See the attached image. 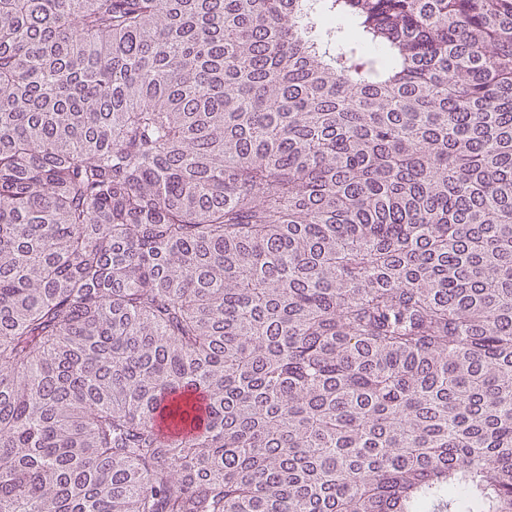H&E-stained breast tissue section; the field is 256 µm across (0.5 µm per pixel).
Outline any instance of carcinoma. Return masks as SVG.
I'll return each mask as SVG.
<instances>
[{
    "label": "carcinoma",
    "mask_w": 512,
    "mask_h": 512,
    "mask_svg": "<svg viewBox=\"0 0 512 512\" xmlns=\"http://www.w3.org/2000/svg\"><path fill=\"white\" fill-rule=\"evenodd\" d=\"M0 512H512V0H0Z\"/></svg>",
    "instance_id": "carcinoma-1"
}]
</instances>
